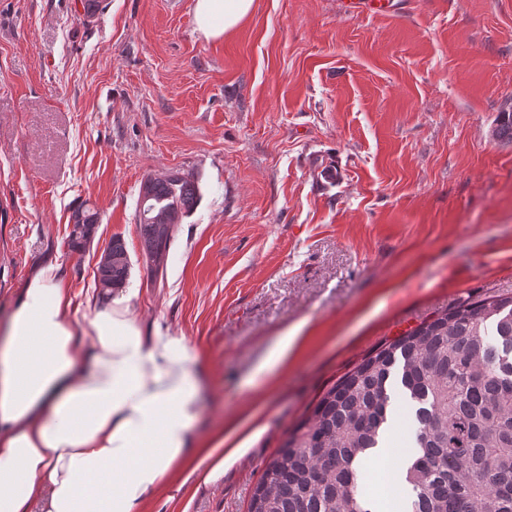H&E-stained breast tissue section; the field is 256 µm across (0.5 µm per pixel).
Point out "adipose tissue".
I'll use <instances>...</instances> for the list:
<instances>
[{
	"label": "adipose tissue",
	"instance_id": "ef3b65f1",
	"mask_svg": "<svg viewBox=\"0 0 512 512\" xmlns=\"http://www.w3.org/2000/svg\"><path fill=\"white\" fill-rule=\"evenodd\" d=\"M252 7L196 0V21L219 38ZM129 301L102 294L86 347L58 266L30 278L0 341V512H144L156 489L217 483L243 456L229 435L194 447L198 352L144 330Z\"/></svg>",
	"mask_w": 512,
	"mask_h": 512
}]
</instances>
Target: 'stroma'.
Listing matches in <instances>:
<instances>
[{"label":"stroma","mask_w":512,"mask_h":512,"mask_svg":"<svg viewBox=\"0 0 512 512\" xmlns=\"http://www.w3.org/2000/svg\"><path fill=\"white\" fill-rule=\"evenodd\" d=\"M195 0H0V333L29 278L59 265L86 324L99 253L124 240L130 305L185 337L203 374L195 434L248 451L221 482L154 492L146 512H245L318 397L438 312L512 294V0H254L224 36ZM337 177L326 182L324 165ZM201 197L150 278L135 215L168 169ZM102 217L68 245L70 215ZM294 354L261 366L280 336ZM412 412L397 403L373 499L405 512Z\"/></svg>","instance_id":"obj_1"}]
</instances>
